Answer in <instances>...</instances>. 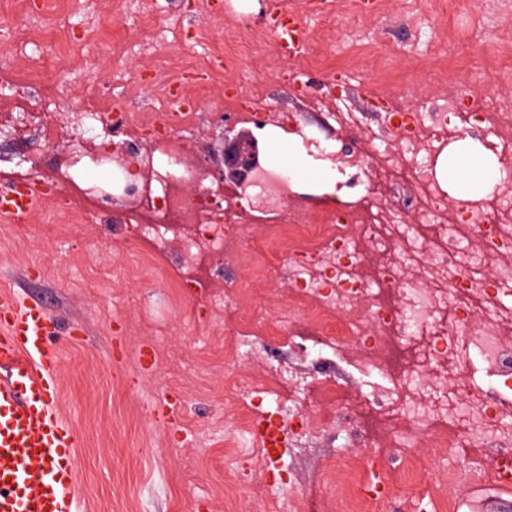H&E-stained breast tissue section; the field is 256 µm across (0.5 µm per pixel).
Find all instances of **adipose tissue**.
Here are the masks:
<instances>
[{"label":"adipose tissue","mask_w":512,"mask_h":512,"mask_svg":"<svg viewBox=\"0 0 512 512\" xmlns=\"http://www.w3.org/2000/svg\"><path fill=\"white\" fill-rule=\"evenodd\" d=\"M264 136L273 166L288 172L293 180L322 184L328 192H335V171L317 165L298 136L274 128L266 129ZM500 167L495 154L467 137L453 145L448 156L440 158L436 174L442 186L457 197H485L492 193Z\"/></svg>","instance_id":"adipose-tissue-1"}]
</instances>
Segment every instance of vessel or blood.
I'll return each mask as SVG.
<instances>
[{
	"label": "vessel or blood",
	"mask_w": 512,
	"mask_h": 512,
	"mask_svg": "<svg viewBox=\"0 0 512 512\" xmlns=\"http://www.w3.org/2000/svg\"><path fill=\"white\" fill-rule=\"evenodd\" d=\"M282 57L308 47L291 11L275 31ZM45 193L39 187L0 194V219L28 222ZM55 322L40 307L0 294V512H78L77 439L56 409Z\"/></svg>",
	"instance_id": "obj_1"
}]
</instances>
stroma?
Here are the masks:
<instances>
[{
	"label": "stroma",
	"mask_w": 512,
	"mask_h": 512,
	"mask_svg": "<svg viewBox=\"0 0 512 512\" xmlns=\"http://www.w3.org/2000/svg\"><path fill=\"white\" fill-rule=\"evenodd\" d=\"M151 2L157 24L180 32L176 41L157 47V67L174 56L188 69L208 72L239 40L250 45L236 60V88L187 80L178 90L199 114L190 134L178 128L170 133L186 143L188 170L203 172L202 178L176 182L188 201L214 183L224 126L252 132L268 114L288 112L313 133L329 124L330 113L353 112L358 125L329 124L330 131L371 165L378 146L365 140V129L381 127L385 112L411 107L414 85H430L437 99L463 87L478 96L497 94V72L512 70V0L490 11L480 0H381L376 15L343 7L327 26L309 14L308 0H288L318 55L284 64L276 80L266 77L277 55L275 0H259L250 14L236 11L232 0H197L191 9L183 0ZM32 8L42 14L36 27L24 30L34 57L0 41V63L37 69L25 86L32 104L43 107L53 95L76 108L98 105L108 117L163 110L134 53L149 31L124 0H92L82 12L73 0H34ZM336 81L345 86L338 97L328 91ZM229 97L237 99L238 111L226 109ZM128 141L118 124L89 139L65 126L50 142L33 134L0 139V187L16 186L14 163L21 156L50 185L46 203L29 222H0V291L38 303L58 323L57 409L78 439L80 512H267L259 488L238 479L251 468L241 444L224 438L226 425H243L256 415L226 398L224 328L236 315L211 305L223 294L225 278L246 282L250 275L238 264L235 245L216 260L223 276L203 274L190 292L177 293L181 272L160 259L130 275L133 255L149 253L151 246L131 244L122 230L135 214L132 199L112 203L96 195L112 167L92 161L102 145ZM75 154L82 155L81 165L62 173L61 161ZM295 192L303 220L342 202L363 203L366 196L360 187L341 197L306 186ZM64 207L84 214L86 223L61 222L56 212ZM102 216L116 223L115 231L97 230ZM146 345L154 359L145 370L139 351ZM375 428L374 418L353 406L334 432L285 455L302 493L326 502L325 512H337L335 499L366 475L385 479L398 469L401 452L420 446L407 437L398 449L347 447L349 432L366 435Z\"/></svg>",
	"instance_id": "1"
}]
</instances>
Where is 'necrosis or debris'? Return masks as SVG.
<instances>
[{"label":"necrosis or debris","instance_id":"4bbe7bcc","mask_svg":"<svg viewBox=\"0 0 512 512\" xmlns=\"http://www.w3.org/2000/svg\"><path fill=\"white\" fill-rule=\"evenodd\" d=\"M460 105L455 96L431 111L389 113L398 148L382 150L375 165H363L353 149L334 150L338 173H356L369 188L362 210L342 205L303 224L291 218L295 203L285 192L287 217L257 237L246 225L248 204L231 191L214 189L215 207L187 203L169 187L181 143L164 158L142 156V166L167 184L160 192L138 189L141 211L155 216L142 232L155 255L190 269L237 242L257 279L277 271L287 281L296 320L273 305L240 313L226 359H252L271 335L287 341L289 362L269 365L234 391L288 446L333 427L351 382L385 435L401 429L421 440L423 452L407 458L408 475L446 464L452 448L476 450L474 472L483 477L512 457V177L489 200L445 195L432 162L460 135L448 124ZM196 117L189 109L164 119L147 112L127 115L125 125L134 140L143 131L192 128ZM472 120L491 128L486 148L512 166V97L484 98ZM386 186L401 190L396 203L382 199ZM171 233L181 246L169 256ZM366 254L373 266L363 263ZM301 355L333 362L339 376L299 369L292 360Z\"/></svg>","mask_w":512,"mask_h":512}]
</instances>
